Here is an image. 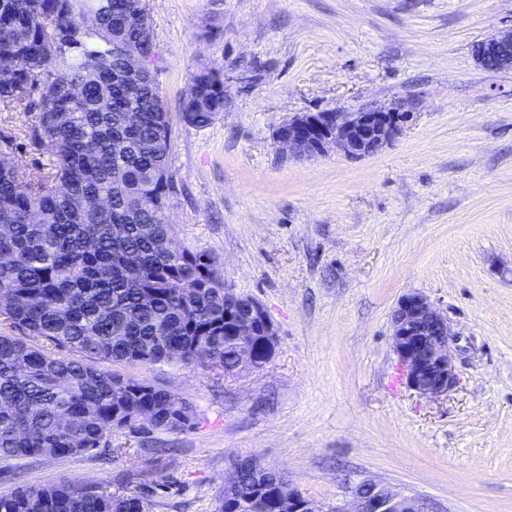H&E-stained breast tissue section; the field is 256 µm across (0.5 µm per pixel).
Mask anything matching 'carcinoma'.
Listing matches in <instances>:
<instances>
[{
	"instance_id": "obj_1",
	"label": "carcinoma",
	"mask_w": 512,
	"mask_h": 512,
	"mask_svg": "<svg viewBox=\"0 0 512 512\" xmlns=\"http://www.w3.org/2000/svg\"><path fill=\"white\" fill-rule=\"evenodd\" d=\"M141 0H0V103L35 112L32 144L52 172L25 180L0 149V461L83 455L118 430L178 431L196 408L161 386L100 368L178 362L235 374L214 258L173 246V116ZM151 59L141 95L119 74ZM137 113L133 124L122 113ZM224 112L220 71L191 76L178 114ZM164 335H156L157 330ZM20 335L15 336L13 332ZM275 476H237L218 512H276ZM145 499L88 484L0 494V512H143Z\"/></svg>"
}]
</instances>
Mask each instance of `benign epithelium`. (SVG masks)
I'll use <instances>...</instances> for the list:
<instances>
[{
  "label": "benign epithelium",
  "instance_id": "1",
  "mask_svg": "<svg viewBox=\"0 0 512 512\" xmlns=\"http://www.w3.org/2000/svg\"><path fill=\"white\" fill-rule=\"evenodd\" d=\"M476 56L486 69L512 61V30L482 42ZM411 113L400 106L365 105L355 110L300 112L278 127L275 140L298 157H315L335 148L350 158L370 157L400 136ZM248 304V318L262 332L264 352L274 354L277 330L263 306L232 288L224 289V304ZM392 343L406 385L423 397L436 398L456 383L451 360V334L444 315L419 293L403 296L392 318ZM239 371L260 369L256 350L243 346L238 352ZM252 457L235 458L224 473V487L232 485L241 467L255 465ZM381 484L364 480L350 490L342 504L323 509L293 486L274 493L279 512H434L433 504L387 488L382 494L367 492Z\"/></svg>",
  "mask_w": 512,
  "mask_h": 512
}]
</instances>
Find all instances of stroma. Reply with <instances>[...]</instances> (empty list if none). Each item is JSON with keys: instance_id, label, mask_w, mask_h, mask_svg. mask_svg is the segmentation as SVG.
Instances as JSON below:
<instances>
[{"instance_id": "1", "label": "stroma", "mask_w": 512, "mask_h": 512, "mask_svg": "<svg viewBox=\"0 0 512 512\" xmlns=\"http://www.w3.org/2000/svg\"><path fill=\"white\" fill-rule=\"evenodd\" d=\"M157 74L177 112L202 66L224 112L175 122L178 245L215 258L278 332L264 369L109 364L197 409L193 428L112 434L83 456L0 464V493L87 483L153 512H216L231 460L252 456L336 505L372 480L438 512H512V69L477 44L512 29V0H147ZM401 103L414 117L378 154L289 156L299 112ZM33 113L0 106L20 173L49 172ZM418 292L452 332L458 382L406 384L391 319Z\"/></svg>"}]
</instances>
